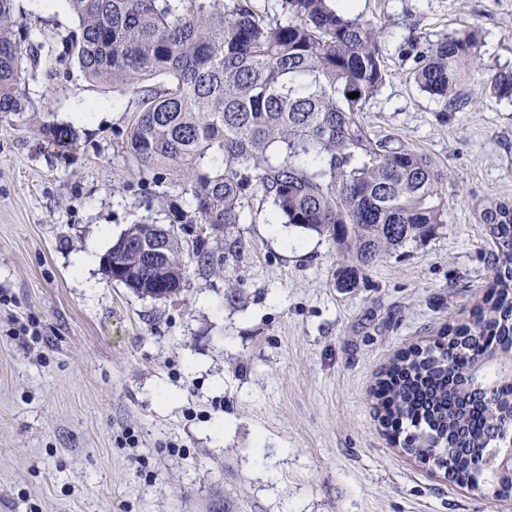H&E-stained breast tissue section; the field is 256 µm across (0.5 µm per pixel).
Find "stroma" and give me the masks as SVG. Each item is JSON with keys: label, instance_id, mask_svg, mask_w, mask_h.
Returning <instances> with one entry per match:
<instances>
[{"label": "stroma", "instance_id": "1", "mask_svg": "<svg viewBox=\"0 0 512 512\" xmlns=\"http://www.w3.org/2000/svg\"><path fill=\"white\" fill-rule=\"evenodd\" d=\"M381 18L391 73L361 119L445 170L446 222L338 290L329 238L268 212L209 238L213 269L180 296L110 282L102 257L143 219L192 223L174 176L122 149L134 95L87 79L66 0H14L30 110L0 123V512H512L490 485L444 478L375 411L378 374L401 351L465 321L493 277L478 203L512 201V102L486 79L512 68V0H355ZM477 29L468 107L421 93L404 40ZM95 109L75 115L79 104ZM74 125L68 148L40 123ZM97 260L77 270L76 258Z\"/></svg>", "mask_w": 512, "mask_h": 512}]
</instances>
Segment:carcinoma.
<instances>
[{
	"label": "carcinoma",
	"mask_w": 512,
	"mask_h": 512,
	"mask_svg": "<svg viewBox=\"0 0 512 512\" xmlns=\"http://www.w3.org/2000/svg\"><path fill=\"white\" fill-rule=\"evenodd\" d=\"M66 2L78 20L74 48L85 75L136 96L124 151L144 171L177 174L194 218L212 232L267 205L268 223L329 237L339 251L336 287L356 288L380 257L431 239L445 223L437 162L371 136L360 119L388 79L381 20L352 18L332 0ZM12 11V0H0L1 122L28 110L21 43L32 33L15 27ZM478 48L472 30L412 39L400 52L421 92L443 111L461 112ZM488 89L512 101V69L496 72ZM41 133L58 147L77 140L70 124H44ZM479 219L496 242L489 295L468 321L396 356L377 381L382 419L418 429L404 441L407 453L443 467L464 468L497 447L500 413L512 406L500 363L467 378L485 353L512 350V201L488 203ZM158 228L132 225L104 257L112 281L152 299L189 271L172 228L167 256L145 259ZM191 261L214 267L206 240L195 241Z\"/></svg>",
	"instance_id": "1"
}]
</instances>
